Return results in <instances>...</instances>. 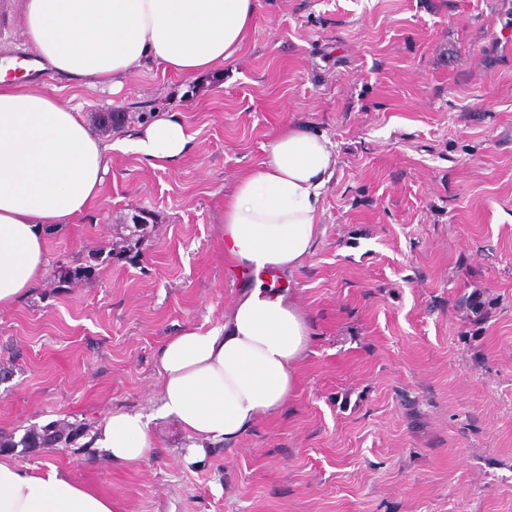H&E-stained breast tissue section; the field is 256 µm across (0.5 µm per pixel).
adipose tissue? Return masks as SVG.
Listing matches in <instances>:
<instances>
[{
  "label": "adipose tissue",
  "mask_w": 512,
  "mask_h": 512,
  "mask_svg": "<svg viewBox=\"0 0 512 512\" xmlns=\"http://www.w3.org/2000/svg\"><path fill=\"white\" fill-rule=\"evenodd\" d=\"M259 0H20L19 23L37 66L78 86L118 92L134 62L188 77L222 73L248 40ZM191 140L167 113L113 147L165 161ZM105 144L79 108L52 93L0 79V308L34 287L49 230L73 223L108 172ZM325 135L291 124L264 158L224 193V254L249 274L222 326L186 330L161 348L160 412L187 432L192 451L248 432L294 394L311 341L308 317L266 278L292 274L324 233L321 199L336 171ZM94 447L135 465L154 446L148 418L118 409ZM0 512H117L112 499L49 468L35 475L0 457Z\"/></svg>",
  "instance_id": "adipose-tissue-1"
}]
</instances>
